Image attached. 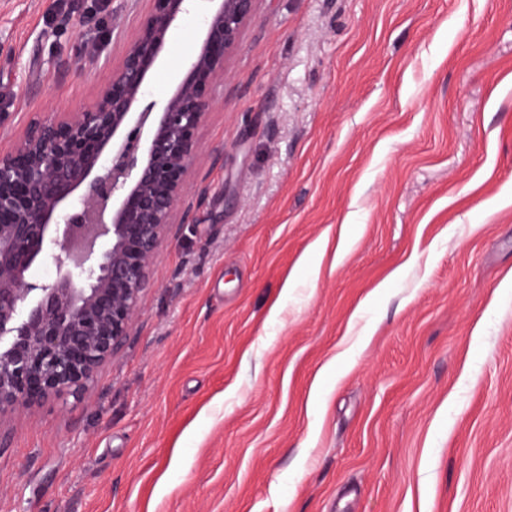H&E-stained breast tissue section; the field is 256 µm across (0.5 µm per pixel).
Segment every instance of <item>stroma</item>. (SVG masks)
Masks as SVG:
<instances>
[{
    "label": "stroma",
    "mask_w": 512,
    "mask_h": 512,
    "mask_svg": "<svg viewBox=\"0 0 512 512\" xmlns=\"http://www.w3.org/2000/svg\"><path fill=\"white\" fill-rule=\"evenodd\" d=\"M151 8L0 0V151ZM225 71L125 345L0 420V512H512V0H259Z\"/></svg>",
    "instance_id": "stroma-1"
}]
</instances>
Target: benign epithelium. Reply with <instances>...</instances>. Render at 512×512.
Returning a JSON list of instances; mask_svg holds the SVG:
<instances>
[{
    "instance_id": "7a95c632",
    "label": "benign epithelium",
    "mask_w": 512,
    "mask_h": 512,
    "mask_svg": "<svg viewBox=\"0 0 512 512\" xmlns=\"http://www.w3.org/2000/svg\"><path fill=\"white\" fill-rule=\"evenodd\" d=\"M111 81L77 112L32 118L0 152V419L85 391L125 344L187 193L210 89L258 0H217L163 104L145 82L197 0H152ZM52 261L56 277H29Z\"/></svg>"
}]
</instances>
